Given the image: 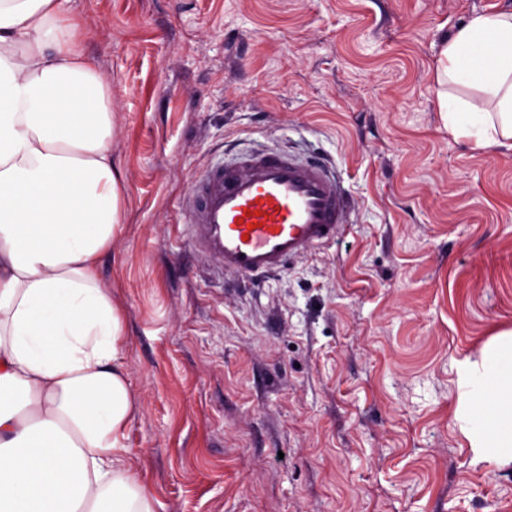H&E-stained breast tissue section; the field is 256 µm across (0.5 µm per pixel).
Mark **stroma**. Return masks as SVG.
<instances>
[{"instance_id": "stroma-1", "label": "stroma", "mask_w": 512, "mask_h": 512, "mask_svg": "<svg viewBox=\"0 0 512 512\" xmlns=\"http://www.w3.org/2000/svg\"><path fill=\"white\" fill-rule=\"evenodd\" d=\"M112 87L122 306L155 512H512L474 463L465 364L512 329V150L455 141L443 44L512 0H67ZM333 166L335 241L243 281L180 202L227 152Z\"/></svg>"}]
</instances>
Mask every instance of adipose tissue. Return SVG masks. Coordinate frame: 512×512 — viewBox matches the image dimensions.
<instances>
[{
  "instance_id": "obj_1",
  "label": "adipose tissue",
  "mask_w": 512,
  "mask_h": 512,
  "mask_svg": "<svg viewBox=\"0 0 512 512\" xmlns=\"http://www.w3.org/2000/svg\"><path fill=\"white\" fill-rule=\"evenodd\" d=\"M82 38L61 0H0V512H154L129 461L126 323L99 276L123 220L112 88ZM436 78L449 134L512 149L511 11L473 15ZM466 386L476 461L512 464V333Z\"/></svg>"
}]
</instances>
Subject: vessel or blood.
I'll use <instances>...</instances> for the list:
<instances>
[{
  "label": "vessel or blood",
  "mask_w": 512,
  "mask_h": 512,
  "mask_svg": "<svg viewBox=\"0 0 512 512\" xmlns=\"http://www.w3.org/2000/svg\"><path fill=\"white\" fill-rule=\"evenodd\" d=\"M180 210L199 254L249 278L334 240L348 201L323 163L255 151L196 175Z\"/></svg>",
  "instance_id": "b4317fda"
}]
</instances>
